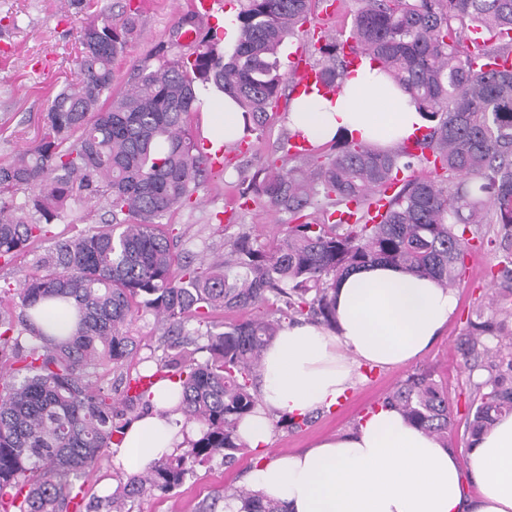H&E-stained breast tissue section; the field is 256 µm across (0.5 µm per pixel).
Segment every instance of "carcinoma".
Listing matches in <instances>:
<instances>
[{
    "mask_svg": "<svg viewBox=\"0 0 512 512\" xmlns=\"http://www.w3.org/2000/svg\"><path fill=\"white\" fill-rule=\"evenodd\" d=\"M359 2L349 38L426 121L408 137L418 152L341 132L326 153L313 145L297 156L299 166L284 154L240 172L241 197L288 221L270 245L238 234L209 269L162 223L211 174L190 116L216 91L239 108L244 135L262 132L286 87L278 52L308 20L311 0H247L232 47L203 35L191 57L161 49L116 97L113 63L136 21L104 15L83 29L75 80L53 97L32 147L0 164V263L45 237L71 201L101 199L111 220L57 240L16 284L19 312L0 310V512H130L132 500L181 486L197 464L232 462L282 320L335 326L337 280L374 262L452 289L468 250L496 243L481 226L497 224L512 241V69L489 68L512 55V0ZM342 37L329 32L314 46L335 93L349 69ZM416 166L432 177L398 178ZM391 186L374 224L368 197ZM249 309L259 314L217 320ZM147 314L162 326L163 355L131 373L139 348L131 326ZM461 349L485 373L467 418L477 437L512 413V331L472 321ZM111 371L120 399L101 383ZM143 378L179 381L178 410L199 436L87 502L79 481L122 443L128 414L151 407ZM382 403L448 440V396L427 375L408 376ZM224 499L239 512H284L247 487L225 489Z\"/></svg>",
    "mask_w": 512,
    "mask_h": 512,
    "instance_id": "1",
    "label": "carcinoma"
}]
</instances>
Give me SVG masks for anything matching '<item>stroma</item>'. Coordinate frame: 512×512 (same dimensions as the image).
I'll list each match as a JSON object with an SVG mask.
<instances>
[{
  "label": "stroma",
  "instance_id": "1",
  "mask_svg": "<svg viewBox=\"0 0 512 512\" xmlns=\"http://www.w3.org/2000/svg\"><path fill=\"white\" fill-rule=\"evenodd\" d=\"M193 0H94L91 8L77 0H0V164L10 161L36 137L39 117L48 102L74 77L79 35L91 22L109 16L120 21L136 16V32L126 51L115 62V89H122L135 65L162 47L174 54H188L192 45L174 44L176 22L192 12ZM288 112L277 109L252 150L227 160L222 174L207 178L191 205L165 219L174 242L198 252L205 261L220 259L225 240L248 232L257 244L277 237L278 214L253 205H240L239 171L254 170L260 163L279 158V144L289 134ZM232 210L231 222H218L216 212ZM104 203L72 205L62 221L53 224L51 237L36 243L6 267L0 266V288L14 287L32 270L38 258L54 244L55 234L68 236L88 230L109 219ZM496 249L470 251L461 280L455 288L456 311L431 346L414 361L391 368L361 365L359 378L332 409L315 413L308 425L275 427L269 446L273 456L310 447L323 438L354 430L396 385L416 372H427L448 393L454 427L449 436L460 467H467L471 443L467 430V406L475 394L476 378L462 355L460 344L469 320L482 318L512 327V284L498 273ZM255 468V453L237 454L232 463L222 457L197 465L173 492L142 497L131 503V512H199L202 505L221 497L226 486L248 484Z\"/></svg>",
  "mask_w": 512,
  "mask_h": 512
}]
</instances>
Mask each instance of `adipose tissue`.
<instances>
[{
  "label": "adipose tissue",
  "mask_w": 512,
  "mask_h": 512,
  "mask_svg": "<svg viewBox=\"0 0 512 512\" xmlns=\"http://www.w3.org/2000/svg\"><path fill=\"white\" fill-rule=\"evenodd\" d=\"M288 123L316 145L343 129L387 147L411 135L422 118L410 97L365 61L334 100L314 93L295 99ZM456 306L453 292L433 278L374 264L338 282L335 328L283 326L264 352L259 405L238 427L262 456L253 490L285 512H512V414L469 450L470 475L479 486L470 501L454 451L390 406L370 411L350 433L301 452L265 456L272 414L302 417L333 408L353 386L357 364L386 368L418 358ZM180 395L179 383L168 379L153 387L151 410L127 425L113 451L115 466L145 469L198 435V425L181 417Z\"/></svg>",
  "instance_id": "1"
}]
</instances>
